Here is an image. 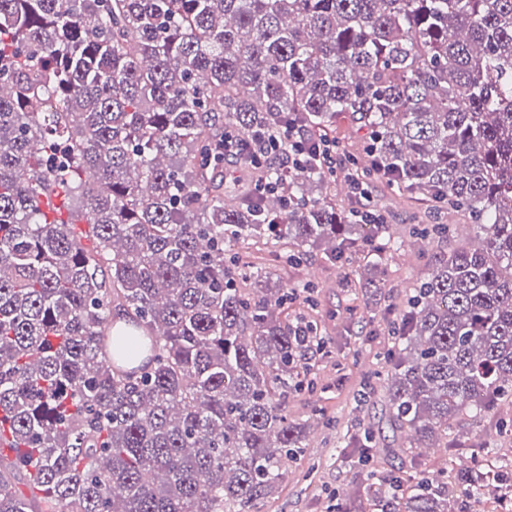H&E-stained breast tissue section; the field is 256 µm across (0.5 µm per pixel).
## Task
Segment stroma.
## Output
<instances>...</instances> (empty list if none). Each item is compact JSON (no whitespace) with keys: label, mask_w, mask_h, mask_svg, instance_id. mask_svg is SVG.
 <instances>
[{"label":"stroma","mask_w":512,"mask_h":512,"mask_svg":"<svg viewBox=\"0 0 512 512\" xmlns=\"http://www.w3.org/2000/svg\"><path fill=\"white\" fill-rule=\"evenodd\" d=\"M368 183L370 208L403 241L400 250L383 256L381 294H366L361 287L370 276L362 251L342 264L321 254L295 268L281 259L273 263L287 286L299 282L313 286L314 304L292 302L284 314L315 321L326 349L310 362L314 389L288 396V417L304 427L306 446L301 456L289 461L277 494L261 512H328L338 501L346 503L348 512H377L368 499L354 495V488L363 486L367 476L388 479L401 470L419 479L444 470L454 484L472 470L480 472L482 482L491 488L501 480L512 481L511 403L499 404L478 422L456 429L447 447L437 450L407 448L404 433L389 423L387 391L378 378L387 368L384 355L393 344L387 328L440 253L465 243L462 226L469 218L442 211L447 238L414 244L409 230L419 222L422 205L384 178L372 175ZM363 431L372 433L377 448L366 462L342 441L343 435Z\"/></svg>","instance_id":"stroma-1"}]
</instances>
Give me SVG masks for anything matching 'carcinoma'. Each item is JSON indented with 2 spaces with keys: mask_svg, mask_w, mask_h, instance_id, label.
I'll use <instances>...</instances> for the list:
<instances>
[{
  "mask_svg": "<svg viewBox=\"0 0 512 512\" xmlns=\"http://www.w3.org/2000/svg\"><path fill=\"white\" fill-rule=\"evenodd\" d=\"M345 115L386 178L482 241L413 289L384 373L409 447L446 448L512 397V0H0V431L24 448L0 512H260L306 447L282 313L311 286L233 247L401 242L316 168L275 231L279 199L207 162L226 128ZM367 490L452 512L445 471Z\"/></svg>",
  "mask_w": 512,
  "mask_h": 512,
  "instance_id": "1",
  "label": "carcinoma"
}]
</instances>
